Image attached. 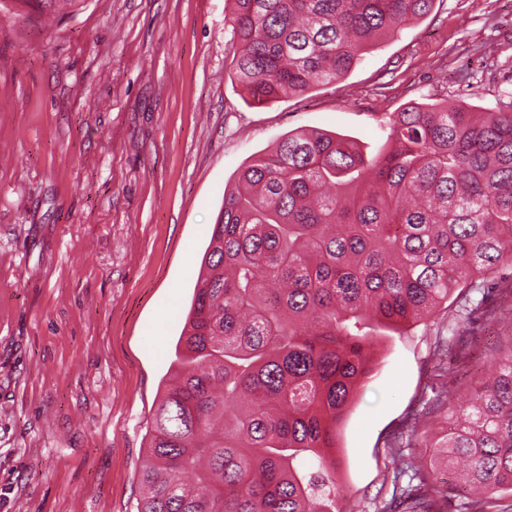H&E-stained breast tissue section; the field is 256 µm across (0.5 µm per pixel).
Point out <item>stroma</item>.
Returning a JSON list of instances; mask_svg holds the SVG:
<instances>
[{"label": "stroma", "mask_w": 512, "mask_h": 512, "mask_svg": "<svg viewBox=\"0 0 512 512\" xmlns=\"http://www.w3.org/2000/svg\"><path fill=\"white\" fill-rule=\"evenodd\" d=\"M225 0H0V512H137L212 228L241 170L288 132L370 151L389 113L512 92V0H436L335 83L264 105L229 78ZM450 357L466 387L512 337V285ZM448 322L371 338L374 376L338 435L344 512L390 498L385 443L429 415Z\"/></svg>", "instance_id": "1"}]
</instances>
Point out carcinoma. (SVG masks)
Masks as SVG:
<instances>
[{"mask_svg":"<svg viewBox=\"0 0 512 512\" xmlns=\"http://www.w3.org/2000/svg\"><path fill=\"white\" fill-rule=\"evenodd\" d=\"M230 78L255 104L343 78L435 0H229ZM368 155L353 137L290 132L224 195L175 377L152 417L138 512H344L337 432L371 378V331L427 321L458 292L435 346V411L387 441L377 512H512V337L455 403L453 337L474 333L478 278L512 266V93L491 112L413 103ZM461 473L440 484L439 468Z\"/></svg>","mask_w":512,"mask_h":512,"instance_id":"1","label":"carcinoma"}]
</instances>
